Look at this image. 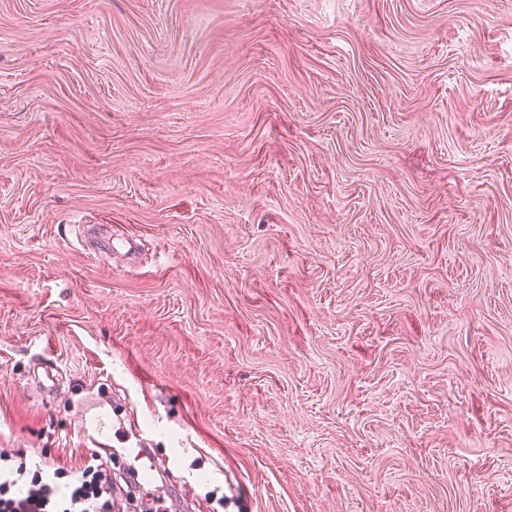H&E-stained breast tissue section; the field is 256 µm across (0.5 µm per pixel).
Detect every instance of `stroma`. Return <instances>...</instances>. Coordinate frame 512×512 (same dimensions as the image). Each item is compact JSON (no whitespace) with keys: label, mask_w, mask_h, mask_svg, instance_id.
I'll use <instances>...</instances> for the list:
<instances>
[{"label":"stroma","mask_w":512,"mask_h":512,"mask_svg":"<svg viewBox=\"0 0 512 512\" xmlns=\"http://www.w3.org/2000/svg\"><path fill=\"white\" fill-rule=\"evenodd\" d=\"M104 387L179 512H512V0H0V456Z\"/></svg>","instance_id":"stroma-1"}]
</instances>
